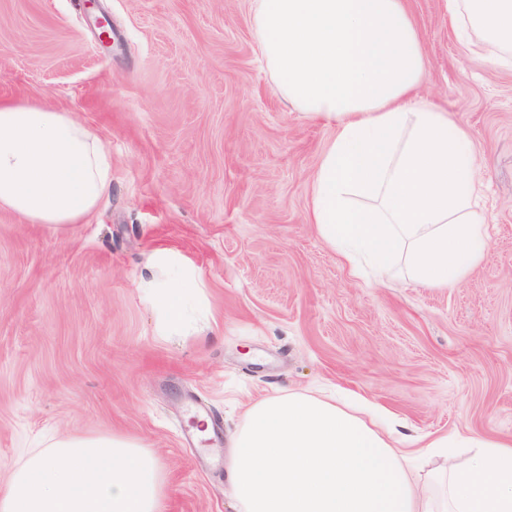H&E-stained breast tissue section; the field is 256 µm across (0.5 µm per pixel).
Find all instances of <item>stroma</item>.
Segmentation results:
<instances>
[{
  "instance_id": "obj_1",
  "label": "stroma",
  "mask_w": 512,
  "mask_h": 512,
  "mask_svg": "<svg viewBox=\"0 0 512 512\" xmlns=\"http://www.w3.org/2000/svg\"><path fill=\"white\" fill-rule=\"evenodd\" d=\"M419 101L471 136L488 249L454 287L353 273L309 215L335 124L296 111L261 62L249 0H0V101L85 124L112 184L57 231L0 210V482L71 435L153 449L164 512H237L221 460L189 446L203 403L227 453L247 405L342 391L408 434L512 440V68L459 39L448 0H409ZM170 251L205 284L198 330L166 336L140 283Z\"/></svg>"
}]
</instances>
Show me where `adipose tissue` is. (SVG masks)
Listing matches in <instances>:
<instances>
[{
    "mask_svg": "<svg viewBox=\"0 0 512 512\" xmlns=\"http://www.w3.org/2000/svg\"><path fill=\"white\" fill-rule=\"evenodd\" d=\"M459 37L512 64V0H448ZM261 60L299 111L336 123L314 177L311 221L376 281L403 265L434 288L460 283L486 248L473 143L446 110L412 100L425 55L406 0H251ZM108 151L70 113L0 101V209L32 224H79L108 192ZM180 287L149 280L164 332L186 326L204 283L169 252ZM365 421L336 401L288 392L248 405L226 476L238 512H512V442L471 439L465 460L419 466L447 438ZM163 469L124 436H71L0 482V512H162Z\"/></svg>",
    "mask_w": 512,
    "mask_h": 512,
    "instance_id": "obj_1",
    "label": "adipose tissue"
}]
</instances>
